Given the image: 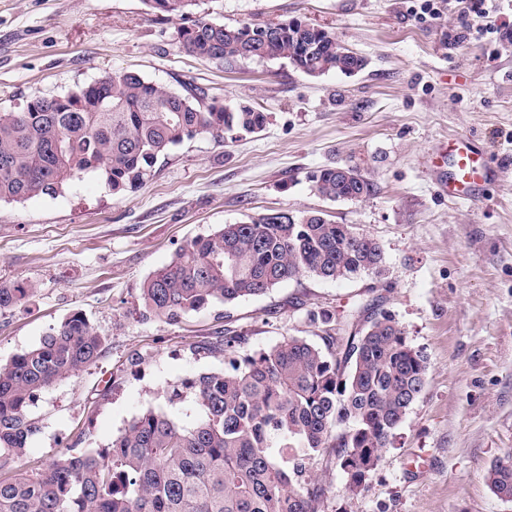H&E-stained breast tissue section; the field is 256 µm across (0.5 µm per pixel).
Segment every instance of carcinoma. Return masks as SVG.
I'll list each match as a JSON object with an SVG mask.
<instances>
[{"instance_id":"cac0c4a2","label":"carcinoma","mask_w":512,"mask_h":512,"mask_svg":"<svg viewBox=\"0 0 512 512\" xmlns=\"http://www.w3.org/2000/svg\"><path fill=\"white\" fill-rule=\"evenodd\" d=\"M181 20L177 38L189 53L214 62L286 60L320 78L367 66L348 54L336 33L300 19L215 24L193 15L196 0H145ZM60 108L47 97L18 112H0V202H21L63 190L89 173L112 193L145 185L158 158L198 135L218 142L228 132L256 133L266 113L209 99L199 86L172 91L135 72L114 71L92 89L71 91ZM330 201L361 202L376 192L353 164L311 174ZM378 243L351 224L315 212L285 221L249 217L186 242L140 288L144 313L175 321L215 303L261 296L306 274L341 280L381 274ZM34 295L0 286V314ZM325 348L290 337L267 350L229 357L224 369L199 374L167 391L171 403L190 397L200 410L183 426L148 409L134 417L105 453L67 448L46 470L10 471L39 431L29 413L36 395L95 364L105 345L85 315L74 312L37 345L0 364V512H321L322 490L309 463L331 448L358 491L427 382L428 363L399 323L385 312L347 343L336 317L316 314ZM245 340L226 336L209 351L226 354ZM485 480L512 500V453L493 459Z\"/></svg>"}]
</instances>
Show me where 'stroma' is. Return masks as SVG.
<instances>
[{
    "label": "stroma",
    "instance_id": "35a3bbf8",
    "mask_svg": "<svg viewBox=\"0 0 512 512\" xmlns=\"http://www.w3.org/2000/svg\"><path fill=\"white\" fill-rule=\"evenodd\" d=\"M198 0L212 22L293 18L336 32L367 67L312 79L284 62L218 65L179 44V19L144 0H0V111L61 96L102 73L135 71L181 90L267 112L265 128L216 142L199 136L159 160L144 186L113 194L89 174L60 193L0 202V284L34 288L0 314V362L82 312L104 336L98 362L36 396L41 426L25 471L48 468L68 446L101 450L154 408L184 425L192 400L169 386L220 370L209 343L240 336L237 356L288 337L321 344L317 312L358 332L385 311L428 362L425 390L358 493L332 449L311 473L323 512H512L488 488L490 461L512 451V0L487 19L474 0ZM467 136L508 164L478 201L448 200L422 165L449 136ZM353 162L377 185L361 202H330L309 174ZM320 211L377 240L382 274L341 281L307 275L267 295L215 304L170 322L143 317L145 278L195 237L247 217Z\"/></svg>",
    "mask_w": 512,
    "mask_h": 512
}]
</instances>
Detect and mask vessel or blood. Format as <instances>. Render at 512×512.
Here are the masks:
<instances>
[{
    "label": "vessel or blood",
    "instance_id": "b4317fda",
    "mask_svg": "<svg viewBox=\"0 0 512 512\" xmlns=\"http://www.w3.org/2000/svg\"><path fill=\"white\" fill-rule=\"evenodd\" d=\"M446 153L447 163H440L436 158L431 161L432 169L439 173L437 183L440 191L454 201H476L481 187L497 177V169L465 137L450 138Z\"/></svg>",
    "mask_w": 512,
    "mask_h": 512
}]
</instances>
